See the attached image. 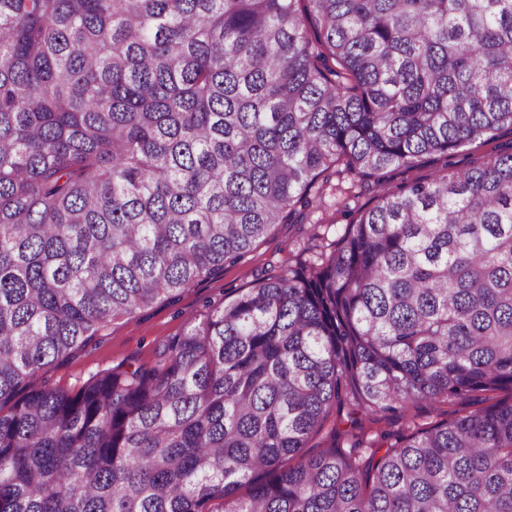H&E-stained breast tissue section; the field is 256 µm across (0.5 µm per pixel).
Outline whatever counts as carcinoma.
I'll list each match as a JSON object with an SVG mask.
<instances>
[{"label": "carcinoma", "instance_id": "cac0c4a2", "mask_svg": "<svg viewBox=\"0 0 512 512\" xmlns=\"http://www.w3.org/2000/svg\"><path fill=\"white\" fill-rule=\"evenodd\" d=\"M503 128L512 0H0V512H512V144L450 163ZM348 176L320 263L42 384ZM503 396V393H499L495 399ZM484 397V394H477L471 398L456 400L452 404L437 403L430 405L425 402L411 404L402 417H388L378 424L368 423V425L374 429L407 435L413 431L414 426L420 427L431 422L452 420L465 416L491 404L495 400H484Z\"/></svg>", "mask_w": 512, "mask_h": 512}]
</instances>
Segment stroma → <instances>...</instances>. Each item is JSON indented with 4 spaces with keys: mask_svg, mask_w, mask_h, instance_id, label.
<instances>
[{
    "mask_svg": "<svg viewBox=\"0 0 512 512\" xmlns=\"http://www.w3.org/2000/svg\"><path fill=\"white\" fill-rule=\"evenodd\" d=\"M371 195L353 187L343 195H329L322 210V223L282 224L273 236L239 264L225 267L211 278L195 283L176 302L159 304L144 312L113 321L77 355L62 364L45 368L42 377L51 387L78 389L91 376L125 361L148 367L156 365L165 342L199 321L209 306L235 296L270 266L305 262L329 252L349 221L348 210L370 202ZM483 395L434 405H409L404 416L389 417L378 427L400 435L431 422L452 420L485 407Z\"/></svg>",
    "mask_w": 512,
    "mask_h": 512,
    "instance_id": "1",
    "label": "stroma"
}]
</instances>
